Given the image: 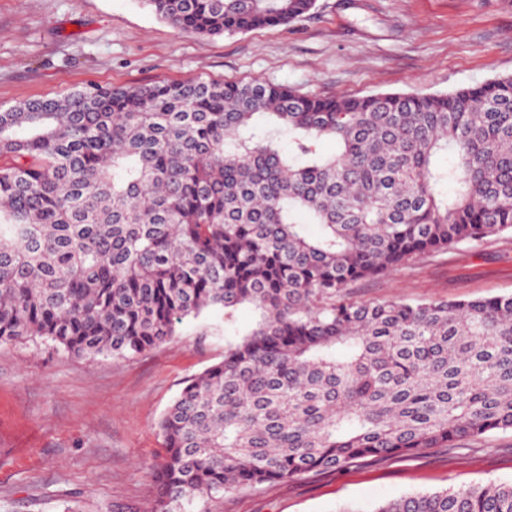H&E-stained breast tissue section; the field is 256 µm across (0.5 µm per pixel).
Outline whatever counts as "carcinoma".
Masks as SVG:
<instances>
[{
    "instance_id": "carcinoma-1",
    "label": "carcinoma",
    "mask_w": 512,
    "mask_h": 512,
    "mask_svg": "<svg viewBox=\"0 0 512 512\" xmlns=\"http://www.w3.org/2000/svg\"><path fill=\"white\" fill-rule=\"evenodd\" d=\"M143 2L204 37L288 26L316 7ZM324 140L335 153L321 152ZM502 234L511 74L363 96L198 77L0 111V343L130 358L212 310L226 323L242 306L260 311L161 416L154 512H207L197 504L244 488L512 430V295L348 293ZM369 512H512V483Z\"/></svg>"
}]
</instances>
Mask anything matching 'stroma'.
Listing matches in <instances>:
<instances>
[{"label": "stroma", "instance_id": "obj_1", "mask_svg": "<svg viewBox=\"0 0 512 512\" xmlns=\"http://www.w3.org/2000/svg\"><path fill=\"white\" fill-rule=\"evenodd\" d=\"M512 74V0H317L288 26L234 37L179 31L141 0H0V109L87 85L201 77L281 83L309 94L448 92ZM356 299L512 294V236L425 255L355 283ZM214 310L131 358H78L51 344H0V512H149L164 455L157 423L185 378L252 329ZM512 482V431L464 450L425 448L220 495L208 512H370L408 493Z\"/></svg>", "mask_w": 512, "mask_h": 512}]
</instances>
